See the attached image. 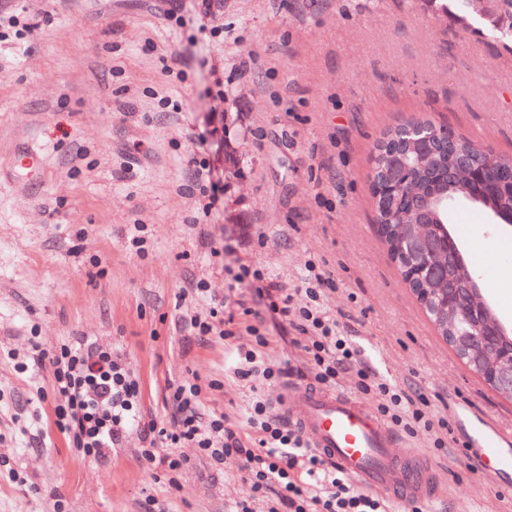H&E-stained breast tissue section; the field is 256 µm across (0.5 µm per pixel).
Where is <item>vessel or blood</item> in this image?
<instances>
[{
  "mask_svg": "<svg viewBox=\"0 0 512 512\" xmlns=\"http://www.w3.org/2000/svg\"><path fill=\"white\" fill-rule=\"evenodd\" d=\"M9 168L21 191L44 180L45 168L34 146L18 150ZM311 448L328 464L354 478L367 489L398 493L403 500H434L438 488L420 468L415 456L395 455L399 438L362 403L336 391L305 388L284 389L277 401ZM479 464H495L500 471L512 469V434H505L488 418H465Z\"/></svg>",
  "mask_w": 512,
  "mask_h": 512,
  "instance_id": "vessel-or-blood-1",
  "label": "vessel or blood"
}]
</instances>
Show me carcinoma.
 I'll return each mask as SVG.
<instances>
[{
	"label": "carcinoma",
	"instance_id": "1",
	"mask_svg": "<svg viewBox=\"0 0 512 512\" xmlns=\"http://www.w3.org/2000/svg\"><path fill=\"white\" fill-rule=\"evenodd\" d=\"M483 20L493 37L505 44L512 43V0H491ZM417 129L426 133L434 131L437 138L443 137L441 128L430 120L413 119L385 132L371 158L373 177L379 179L391 156L402 157L406 164L403 180L413 184L416 191L409 192L402 186L378 198L374 207L380 224L379 233L392 261L439 335L445 337L470 296H482L486 289L476 257L461 248L460 231L452 220L453 210L457 204L467 203L492 216L498 212H512V168L489 165L492 151L463 137L450 138L447 147H437L431 155L423 157L417 148ZM458 155L485 168L483 184L476 185L448 175L451 161ZM420 219L430 226L431 234L446 236L454 242L448 249V288L455 294L456 308L449 313L438 312L435 301L420 294L418 288L427 271L416 268L402 247L401 222Z\"/></svg>",
	"mask_w": 512,
	"mask_h": 512
}]
</instances>
